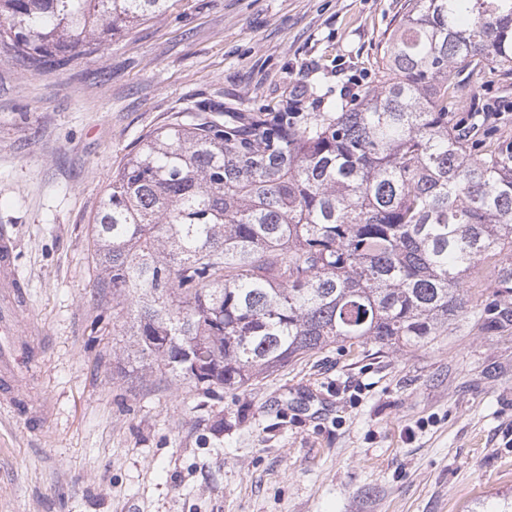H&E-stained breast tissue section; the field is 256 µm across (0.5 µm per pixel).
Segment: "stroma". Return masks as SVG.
Returning a JSON list of instances; mask_svg holds the SVG:
<instances>
[{
    "label": "stroma",
    "mask_w": 512,
    "mask_h": 512,
    "mask_svg": "<svg viewBox=\"0 0 512 512\" xmlns=\"http://www.w3.org/2000/svg\"><path fill=\"white\" fill-rule=\"evenodd\" d=\"M405 0H176L46 73L0 48V227L45 332L41 423L0 409V512H471L512 495V325L414 351L332 346L197 405L142 377L91 287V217L146 135L198 102L348 105ZM455 115L512 137V75H461ZM223 433H216V422Z\"/></svg>",
    "instance_id": "obj_1"
}]
</instances>
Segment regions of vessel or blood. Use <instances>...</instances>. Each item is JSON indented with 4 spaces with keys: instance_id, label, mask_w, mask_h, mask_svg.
Segmentation results:
<instances>
[{
    "instance_id": "obj_1",
    "label": "vessel or blood",
    "mask_w": 512,
    "mask_h": 512,
    "mask_svg": "<svg viewBox=\"0 0 512 512\" xmlns=\"http://www.w3.org/2000/svg\"><path fill=\"white\" fill-rule=\"evenodd\" d=\"M16 239L0 228V407L25 408L36 420L49 411L35 388L42 359L41 332L29 318L28 301L16 282Z\"/></svg>"
}]
</instances>
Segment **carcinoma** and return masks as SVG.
<instances>
[{
	"label": "carcinoma",
	"mask_w": 512,
	"mask_h": 512,
	"mask_svg": "<svg viewBox=\"0 0 512 512\" xmlns=\"http://www.w3.org/2000/svg\"><path fill=\"white\" fill-rule=\"evenodd\" d=\"M170 0H0V47L71 66ZM512 73V0H406L347 107L196 104L142 140L92 218L96 275L144 374L204 398L331 344L416 350L512 325V139L451 122L458 76ZM506 254L493 299L465 287Z\"/></svg>",
	"instance_id": "carcinoma-1"
}]
</instances>
